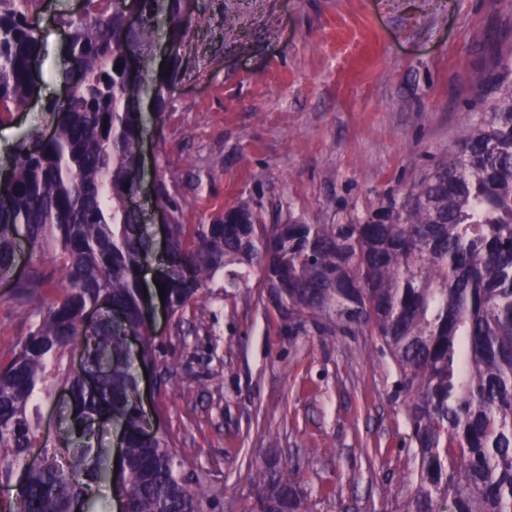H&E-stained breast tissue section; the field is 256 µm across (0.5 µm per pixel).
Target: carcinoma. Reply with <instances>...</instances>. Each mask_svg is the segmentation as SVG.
I'll return each instance as SVG.
<instances>
[{
    "label": "carcinoma",
    "mask_w": 512,
    "mask_h": 512,
    "mask_svg": "<svg viewBox=\"0 0 512 512\" xmlns=\"http://www.w3.org/2000/svg\"><path fill=\"white\" fill-rule=\"evenodd\" d=\"M84 4L86 16L67 24L66 58L80 78L53 110L54 136L35 152L20 143L0 164V281L14 277L19 240L52 253L14 285L38 305L0 362V484L15 492L0 512H107L101 486L128 512H213L206 504L221 492L208 496L171 436L139 422L134 365L157 366L147 304L159 289H143L152 246L124 204L144 95L129 62L153 72L152 99L164 111L181 57L153 68L154 21L165 16L180 46L188 4ZM129 5L143 18L137 28L125 25ZM41 6L0 0V124L38 92L30 64ZM484 85L496 97L477 124L400 201L348 224H261L245 204L210 224L175 222L154 277L177 319L218 273L233 286L254 271L261 301L296 330L311 323L329 336L374 337L407 395L414 443L413 489L399 512H512V46ZM183 266L192 278L180 276ZM91 308L101 311L94 323ZM60 392L69 400L58 440L30 467L43 408ZM102 415L124 427L122 450L104 445ZM256 512H308L288 470L270 468Z\"/></svg>",
    "instance_id": "cac0c4a2"
}]
</instances>
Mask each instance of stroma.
<instances>
[{
  "label": "stroma",
  "instance_id": "1",
  "mask_svg": "<svg viewBox=\"0 0 512 512\" xmlns=\"http://www.w3.org/2000/svg\"><path fill=\"white\" fill-rule=\"evenodd\" d=\"M83 0H44L39 93L0 126V162L50 133L66 89L63 19ZM170 109L142 112L136 203L165 249L152 188L187 225L246 202L261 223L363 221L399 198L476 119L483 75L512 42V0H194ZM256 286L217 277L181 320L155 305L157 391L178 454L222 491L215 512H252L268 464L310 512H394L409 493L411 430L395 369L366 336H293ZM33 307L0 283V361Z\"/></svg>",
  "mask_w": 512,
  "mask_h": 512
}]
</instances>
